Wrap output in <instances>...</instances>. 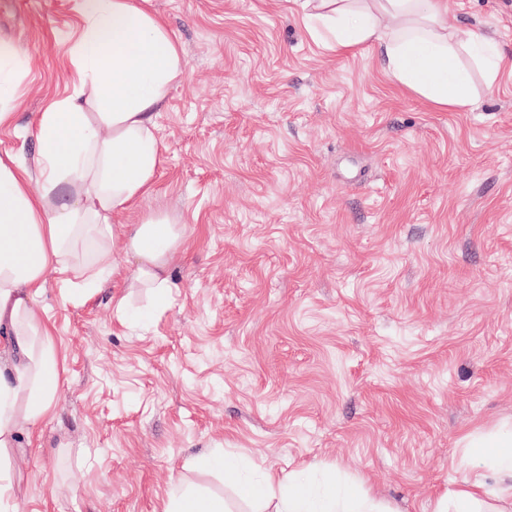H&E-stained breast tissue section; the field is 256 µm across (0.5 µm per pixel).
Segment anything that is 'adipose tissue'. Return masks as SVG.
Here are the masks:
<instances>
[{
    "label": "adipose tissue",
    "mask_w": 512,
    "mask_h": 512,
    "mask_svg": "<svg viewBox=\"0 0 512 512\" xmlns=\"http://www.w3.org/2000/svg\"><path fill=\"white\" fill-rule=\"evenodd\" d=\"M147 0H74L82 21L71 48L73 95L38 115L34 169L0 158V512L16 494L14 460L21 436L53 412L61 354L33 301L49 273L83 278L89 297L133 258V283L167 301L169 266L184 244L180 225L149 214L115 223L155 186L163 145L158 119L183 75L181 47L146 7ZM313 37L336 53L373 48L384 74L409 93L448 112L476 99L461 53L488 82L504 58L484 32L449 28L446 0H302ZM456 488L433 512H512V433L472 439ZM238 497L273 512H392L366 490L337 477L308 479L264 472L245 478L251 461L213 455Z\"/></svg>",
    "instance_id": "adipose-tissue-1"
}]
</instances>
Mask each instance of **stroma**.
<instances>
[{"label": "stroma", "mask_w": 512, "mask_h": 512, "mask_svg": "<svg viewBox=\"0 0 512 512\" xmlns=\"http://www.w3.org/2000/svg\"><path fill=\"white\" fill-rule=\"evenodd\" d=\"M183 75L159 119L148 213L185 227L167 304L49 278L64 357L54 414L17 462V512H162L223 495L216 450L314 464L395 512H433L467 437L512 429V73L467 112L398 90L371 47L336 55L296 0H150ZM448 24L512 57V0H448ZM73 0H0L29 60L0 156L32 165L36 117L73 91ZM126 293L130 319L112 297ZM163 512H231L222 496L199 495L186 490L166 503Z\"/></svg>", "instance_id": "1"}]
</instances>
